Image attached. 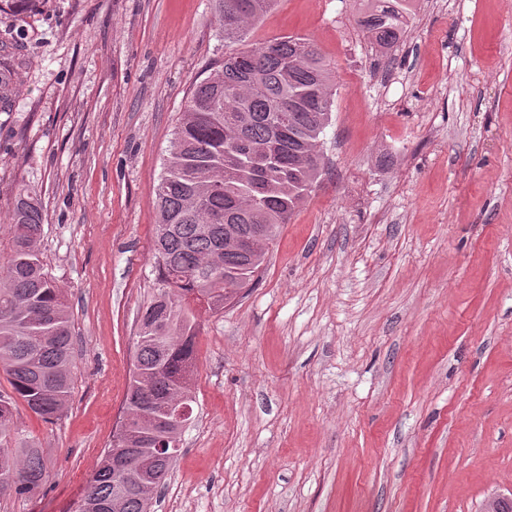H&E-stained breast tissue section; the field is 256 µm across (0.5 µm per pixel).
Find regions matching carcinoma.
<instances>
[{"label":"carcinoma","mask_w":512,"mask_h":512,"mask_svg":"<svg viewBox=\"0 0 512 512\" xmlns=\"http://www.w3.org/2000/svg\"><path fill=\"white\" fill-rule=\"evenodd\" d=\"M275 0H215L224 43H235ZM360 26L382 47L393 46L410 0H367ZM334 80L314 43L281 36L224 53L209 75L193 84L155 187L152 259L156 293L136 330L132 380L118 441L139 445L135 467L112 470L105 450L83 496L105 512H149L152 490L177 455H155L158 436L140 414V390L150 384L162 403L193 397L201 314H215L258 278L266 254L224 249V225L248 238L273 241L320 175V135L331 120ZM14 237L0 264V371L12 393L0 392V433L15 427L16 399L46 422L60 419L71 397L73 324L68 297L40 247L43 213L30 189L17 194ZM207 297L206 306L198 305ZM14 473L10 490L33 497L48 471L41 449L0 442V469Z\"/></svg>","instance_id":"cac0c4a2"}]
</instances>
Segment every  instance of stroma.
Masks as SVG:
<instances>
[{"label":"stroma","mask_w":512,"mask_h":512,"mask_svg":"<svg viewBox=\"0 0 512 512\" xmlns=\"http://www.w3.org/2000/svg\"><path fill=\"white\" fill-rule=\"evenodd\" d=\"M359 0H277L334 75L324 169L252 288L200 319L194 413L151 512H481L512 493V6L414 0L374 44ZM224 52L211 0H0V261L22 186L74 318L67 412L17 403L34 498L73 512L122 413L154 292V189Z\"/></svg>","instance_id":"1"}]
</instances>
